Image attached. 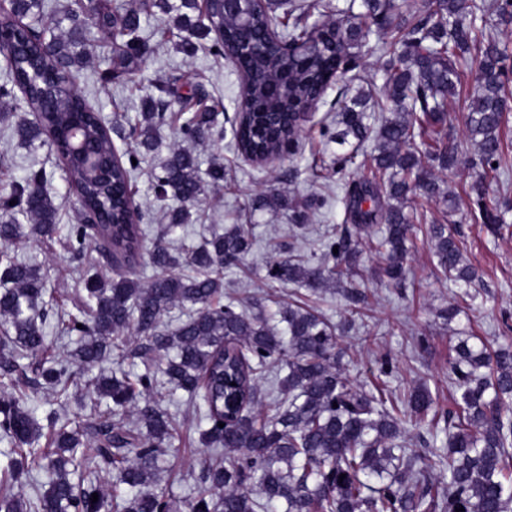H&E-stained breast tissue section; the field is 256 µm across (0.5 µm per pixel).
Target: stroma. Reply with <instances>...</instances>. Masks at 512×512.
<instances>
[{
	"mask_svg": "<svg viewBox=\"0 0 512 512\" xmlns=\"http://www.w3.org/2000/svg\"><path fill=\"white\" fill-rule=\"evenodd\" d=\"M141 23L156 51L140 72L124 83L101 87L96 75L109 67L110 53L101 46L102 34L94 30L89 39L97 44L98 50L75 82L78 91L101 112L111 127L112 143L121 152L128 148V121L141 112L142 100L153 94L155 81L168 80L177 88L176 95L168 99V111L181 108L194 84L205 94L206 105L218 111L225 128L223 139L194 145L193 150L201 168H208L216 158L223 162L224 184L210 192L197 212L192 213L188 224L167 233L169 241L196 245L211 231L232 224L252 225L256 243L246 258L245 267L232 266L224 271L225 300L250 311L271 299L286 303L300 298L325 312L334 322H342L348 305L342 289L326 288L314 293L281 285L266 276L268 266L285 257V244L307 253L317 249L326 237L344 229L347 225L345 186L352 179L371 175L370 169L359 162L337 171L336 155L340 148L322 134L323 124L336 118L337 87L326 91L316 111L304 122L291 153L274 164L258 165L244 159L234 146L232 128L241 100L236 69L211 54V40L197 41L194 52L182 51L179 38L168 32L170 22L164 14L142 17ZM473 86V74H466L458 101L448 109L450 134L459 146L463 162L455 169L434 173L441 188L459 198V209L447 216L448 223L466 240L467 260L479 271V281L470 287L475 295L471 310L450 324L441 318V311L455 300V289L436 273L422 224L413 226L409 274L400 286L380 274L381 259L371 244L376 231L355 232L351 239L358 251L356 270L367 295L365 317L338 334L340 347L348 351L342 363L344 375L351 383L373 388L382 363L389 361L395 366L388 379V388L393 394H407L423 383L438 408L450 413L457 410V394L448 381L454 356L451 340L454 330L463 329L489 339L503 335L512 338V329H506L502 323L503 314L512 313V236L494 237L484 225L472 223L468 215L470 200L465 191L475 174L464 162L474 150L465 135V114ZM155 138L157 145L142 163L132 190L144 223L157 235L166 233L168 219L165 210L154 200L155 175L178 136L175 128L163 125ZM32 166L44 170L47 189L61 205L62 224L76 223L78 203L68 192L56 154L45 147L22 144L8 128L0 125V189L24 177ZM273 188L291 197L313 195L326 199L327 204L311 213L305 230L299 231L293 226L290 212L260 203V195ZM8 251L18 260L39 265L48 293L55 299L44 331L53 337L55 353L66 354L74 349L75 343L57 339V320L60 315L74 310L75 292L88 272L106 279L114 277L111 264L99 255L90 263L72 259L59 234L44 243L22 239L10 244ZM90 379L89 372H77L72 397L66 405L55 406L50 391L37 389L30 392L26 406L39 419L53 409L60 417H74L81 402L87 401L92 392ZM153 398L168 411L180 435L175 453L165 459L161 484L177 498L198 492L201 485L188 470L201 468L209 458L208 449L197 442L202 399L188 397L183 392L172 397L163 386L157 387Z\"/></svg>",
	"mask_w": 512,
	"mask_h": 512,
	"instance_id": "1",
	"label": "stroma"
}]
</instances>
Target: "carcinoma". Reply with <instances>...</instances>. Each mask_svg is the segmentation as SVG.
<instances>
[{
  "mask_svg": "<svg viewBox=\"0 0 512 512\" xmlns=\"http://www.w3.org/2000/svg\"><path fill=\"white\" fill-rule=\"evenodd\" d=\"M154 6L174 12L192 37L223 27V41L211 46L217 57L224 46L243 39L238 23L223 17L219 4L208 6L204 0H138L134 9L124 0H100L90 14L69 2L40 27L23 19L43 20V0H15L13 14L0 16V26L15 39L0 100H13L19 92L27 109L15 122V133L24 143L54 150L69 192L100 218L97 224L69 225L68 252L82 260L95 246L122 269L115 278L83 280L77 312L59 319L60 332L76 337V347L30 376L24 360L48 348L47 288L38 266L0 252V435L11 445L0 468V512H264L274 504L284 512H455L459 507L512 512V345L494 348L480 336L458 337L449 380L460 392V411L450 423L423 385L389 400L350 384L343 376L338 326L312 308L290 303L272 313L251 314L224 303V268L239 264L252 250V225L235 224L177 251L159 237L152 247L145 246L142 215L130 200L139 168L132 161H142L140 148L153 146L151 130L167 120L154 106L164 105L175 88L168 82L155 86L158 95L150 98L149 111L129 124L135 148L118 154L103 118L67 79L90 57L88 26L114 45L105 83L139 71L153 52L140 15ZM336 14L319 30L309 23V9L279 17L272 0L267 11L253 15L252 46L239 59L249 84L235 123L236 149L260 158L293 141V127L268 124L266 113L275 106L291 112L303 100L322 98L360 67V49L376 36L380 45L368 51L384 58L383 97L370 103L361 91L351 97L341 92L336 130L324 132L341 147H354L372 134L379 141L366 160L373 179L346 186L347 219L360 230L384 225L373 247L385 257L381 275L396 283L405 280L411 223L428 224L436 268L467 287L476 274L465 262L464 242L448 225L428 221L410 204L442 195L424 162L442 170L459 164L458 146L448 132V104L476 60V89L465 116L476 147L467 162L479 171L469 185L470 220L487 225L495 237L512 226L506 220L511 200L492 209L484 201L486 179L512 167V152L501 138L512 113L507 88L512 49L497 37L498 30L512 27V0H495L491 8L483 0H419L414 5L350 0ZM66 21L67 32L57 33ZM270 25L280 27L279 39L266 36ZM180 115L184 141L223 133L216 112L183 109ZM76 126L89 145L102 147L103 174L89 172L70 151ZM44 181L43 171L32 169L0 193L1 242L57 233L59 207ZM223 181V164L212 163L203 176L190 148H173L155 185L160 198L178 203L168 211L169 227L185 223L190 210ZM21 216L28 225L20 223ZM145 257L155 276L143 284L135 270ZM183 264L193 274L178 272ZM267 273L279 283L312 291L340 284L353 276L349 235L328 237L319 252L292 254ZM188 304L195 310L174 328L163 323L165 314ZM112 358L138 359L143 365L134 374L101 373L91 380L96 398L84 410L95 416L99 401L109 399L112 419L89 432L79 419L62 421L52 411L48 447H39L45 426L25 408L28 390L43 384L65 399L74 368ZM268 376L271 388L264 392L259 382ZM160 384L172 395L203 392L206 427L199 440L216 459L201 468L198 480L205 489L195 497L178 500L157 487L160 463L176 436L167 411L152 403ZM265 405L272 414H263ZM129 407L137 409L132 425L122 419ZM408 420L427 421L435 430L440 421L447 422L448 443L427 456L398 447ZM220 422L224 427H218ZM43 460L47 488L31 500L23 486L34 481L32 465ZM91 468L106 469L128 493H104L98 479L85 474ZM436 468L448 473L446 482L426 476Z\"/></svg>",
  "mask_w": 512,
  "mask_h": 512,
  "instance_id": "carcinoma-1",
  "label": "carcinoma"
}]
</instances>
